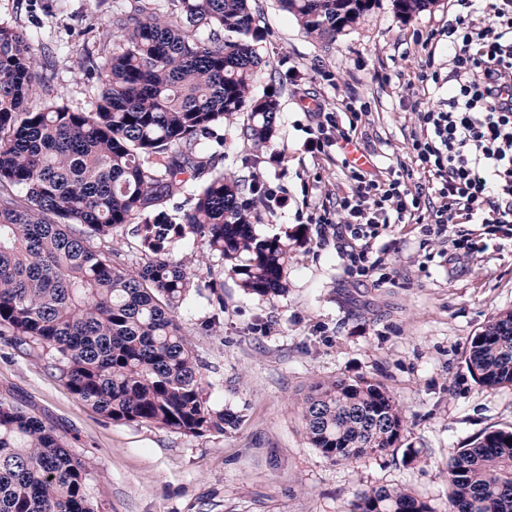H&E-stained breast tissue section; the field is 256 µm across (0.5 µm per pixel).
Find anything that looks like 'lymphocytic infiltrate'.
Masks as SVG:
<instances>
[{
	"mask_svg": "<svg viewBox=\"0 0 512 512\" xmlns=\"http://www.w3.org/2000/svg\"><path fill=\"white\" fill-rule=\"evenodd\" d=\"M448 23L447 99L418 114L409 153L412 167L379 175L343 161L348 189L336 201L342 234L356 241L348 260L362 275L382 268L372 241L387 224H417L427 237L459 225L454 250L512 245V0H457ZM360 118L325 113L311 130L310 152H344ZM423 183L409 186L412 172ZM482 228L473 237L470 225Z\"/></svg>",
	"mask_w": 512,
	"mask_h": 512,
	"instance_id": "f902f5d3",
	"label": "lymphocytic infiltrate"
}]
</instances>
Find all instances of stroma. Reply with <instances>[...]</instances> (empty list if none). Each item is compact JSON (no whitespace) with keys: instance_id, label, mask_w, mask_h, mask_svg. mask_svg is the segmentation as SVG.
<instances>
[{"instance_id":"obj_1","label":"stroma","mask_w":512,"mask_h":512,"mask_svg":"<svg viewBox=\"0 0 512 512\" xmlns=\"http://www.w3.org/2000/svg\"><path fill=\"white\" fill-rule=\"evenodd\" d=\"M127 0H0V24L30 32L32 47L55 51V94L90 108L99 89L79 65L112 54L90 33ZM261 54L257 92L280 103L274 148L279 162L259 175L283 186L288 207L264 214L257 234H299L288 260V291L248 294L224 278V329L207 333L213 308L193 296L178 316L203 365L209 401L241 414L239 425L200 436L116 423L66 388L47 360L0 336V399L52 425L87 464L102 512H349L356 490L405 488L448 512V458L492 430H512V387L479 385L465 364L472 336L499 311L512 309V250L488 248L448 258L449 240H425L416 224H392L375 250L382 270L368 278L349 269L346 243L333 226L307 217L335 211L346 190L341 157L311 154L316 125L309 102L325 111L345 99L361 110L358 143L380 171L410 165L408 144L420 110L448 95L447 37L456 0H436L412 17L377 0L358 24L327 42L302 33L278 0H250ZM435 51L427 53L424 41ZM297 78H289V71ZM438 83H422L421 72ZM250 141L240 124L224 128L218 166L250 175ZM360 376L383 383L406 410L397 448L334 463L310 445L302 407L310 385Z\"/></svg>"}]
</instances>
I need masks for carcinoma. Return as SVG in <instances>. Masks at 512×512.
I'll return each instance as SVG.
<instances>
[{
    "label": "carcinoma",
    "instance_id": "carcinoma-1",
    "mask_svg": "<svg viewBox=\"0 0 512 512\" xmlns=\"http://www.w3.org/2000/svg\"><path fill=\"white\" fill-rule=\"evenodd\" d=\"M162 12L134 0L97 30L120 42L95 69L88 111L56 96L29 106L49 81L32 36L0 24V336L39 350L68 390L114 422L188 436L232 428L240 415L204 397L201 364L178 322L200 285L192 255L169 258L193 237L247 293L288 289L289 235L261 236L260 180L217 168L221 127L243 119L251 168L267 164L277 130L275 93L257 94L260 54L248 0H173ZM304 32L332 40L376 0H279ZM431 0H393L402 17ZM190 206L170 214L176 198ZM130 224L141 257L117 259L114 233ZM477 383L512 387V309L472 337L465 357ZM302 417L312 447L334 463L395 448L406 417L380 383L318 381ZM90 473L55 429L0 400V512H101ZM449 512H512V430H493L448 458ZM351 512H435L402 487L353 495Z\"/></svg>",
    "mask_w": 512,
    "mask_h": 512
}]
</instances>
